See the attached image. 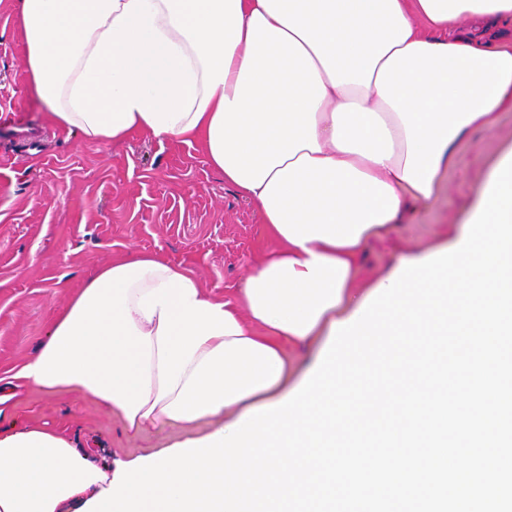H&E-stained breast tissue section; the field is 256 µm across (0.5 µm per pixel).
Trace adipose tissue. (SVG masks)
Here are the masks:
<instances>
[{"label": "adipose tissue", "mask_w": 512, "mask_h": 512, "mask_svg": "<svg viewBox=\"0 0 512 512\" xmlns=\"http://www.w3.org/2000/svg\"><path fill=\"white\" fill-rule=\"evenodd\" d=\"M509 18L512 0H17L57 128L199 141L280 247L233 300L155 254L102 266L0 403L19 382L86 393L139 431L286 397L283 344L359 310L358 256L512 110V48L460 27ZM115 471L57 431H0V512H79Z\"/></svg>", "instance_id": "1"}]
</instances>
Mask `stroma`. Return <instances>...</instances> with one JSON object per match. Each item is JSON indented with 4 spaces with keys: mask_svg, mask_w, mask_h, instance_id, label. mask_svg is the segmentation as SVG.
I'll return each mask as SVG.
<instances>
[{
    "mask_svg": "<svg viewBox=\"0 0 512 512\" xmlns=\"http://www.w3.org/2000/svg\"><path fill=\"white\" fill-rule=\"evenodd\" d=\"M510 150L512 112L505 110L493 130L469 136L431 200L370 242L357 287L373 288L429 251L452 246L489 172ZM276 247L256 207L225 184L200 143L141 134L82 143L52 126L29 83L15 0H0V375L35 352L59 308L116 258L158 254L230 299ZM0 426L60 431L108 462L210 428L203 422L135 432L92 396L47 398L23 384L0 405Z\"/></svg>",
    "mask_w": 512,
    "mask_h": 512,
    "instance_id": "35a3bbf8",
    "label": "stroma"
}]
</instances>
